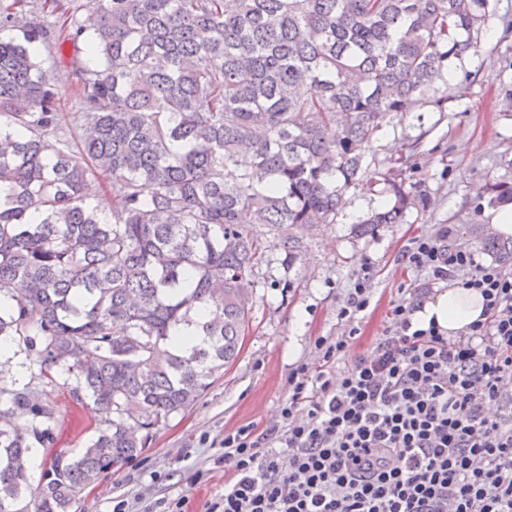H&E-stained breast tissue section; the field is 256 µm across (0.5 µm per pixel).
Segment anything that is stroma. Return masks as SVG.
Segmentation results:
<instances>
[{
	"label": "stroma",
	"instance_id": "35a3bbf8",
	"mask_svg": "<svg viewBox=\"0 0 512 512\" xmlns=\"http://www.w3.org/2000/svg\"><path fill=\"white\" fill-rule=\"evenodd\" d=\"M438 87L447 95L443 104L417 99L410 111L386 120L365 154L369 166L404 158L403 176L424 191L425 205L411 209L404 223L355 235L354 224L382 210L386 198L381 186L360 179L345 191L335 223L303 233L304 257L291 269L279 237L255 227L270 263L254 274L252 318L238 358L196 403L171 415L138 458L86 487L72 512H112L120 500L130 512H171L177 505L207 512L224 494L225 431L281 425L288 376L301 364H318L317 338L348 335L352 355L366 353L389 326L392 302L426 282L401 259L411 239L445 227L454 245L490 262L479 244L490 207L485 188L512 182V0H489L475 47ZM365 273L371 305L353 327L338 312ZM48 399L57 424L53 444L31 451L37 473L55 452L85 448L98 425L92 404L74 401L66 386L49 389Z\"/></svg>",
	"mask_w": 512,
	"mask_h": 512
}]
</instances>
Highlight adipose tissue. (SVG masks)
<instances>
[{"instance_id": "adipose-tissue-1", "label": "adipose tissue", "mask_w": 512, "mask_h": 512, "mask_svg": "<svg viewBox=\"0 0 512 512\" xmlns=\"http://www.w3.org/2000/svg\"><path fill=\"white\" fill-rule=\"evenodd\" d=\"M484 300L479 290L450 282L448 287L434 289L422 309L412 315L414 327L425 328L436 323L442 333L454 336L471 323L481 320Z\"/></svg>"}]
</instances>
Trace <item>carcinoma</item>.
I'll use <instances>...</instances> for the list:
<instances>
[{
    "mask_svg": "<svg viewBox=\"0 0 512 512\" xmlns=\"http://www.w3.org/2000/svg\"><path fill=\"white\" fill-rule=\"evenodd\" d=\"M488 0H99L67 16L80 147L59 127V89L34 45L29 0L0 4V338L35 354L38 377L73 378L106 413L86 448L32 485L21 465L45 445L53 408L5 387L0 369V512H70L104 472L146 447L239 353L249 278L265 262L249 225L283 243L330 224L366 174L375 132L473 47ZM393 204L358 236L425 203L398 170L371 172ZM112 195V220L88 200ZM153 191L142 195V185ZM512 202V183L488 188ZM481 249L512 257V242ZM183 324L194 335L176 345Z\"/></svg>",
    "mask_w": 512,
    "mask_h": 512,
    "instance_id": "obj_1",
    "label": "carcinoma"
}]
</instances>
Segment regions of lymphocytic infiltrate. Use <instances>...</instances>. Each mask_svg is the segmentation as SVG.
<instances>
[{
  "label": "lymphocytic infiltrate",
  "instance_id": "f902f5d3",
  "mask_svg": "<svg viewBox=\"0 0 512 512\" xmlns=\"http://www.w3.org/2000/svg\"><path fill=\"white\" fill-rule=\"evenodd\" d=\"M403 257L432 281L468 270L484 320L452 338L414 327L417 294L393 303L365 355L350 358L349 337L317 339L321 364L289 375L282 426L225 433L210 512H512V273L444 229Z\"/></svg>",
  "mask_w": 512,
  "mask_h": 512
}]
</instances>
